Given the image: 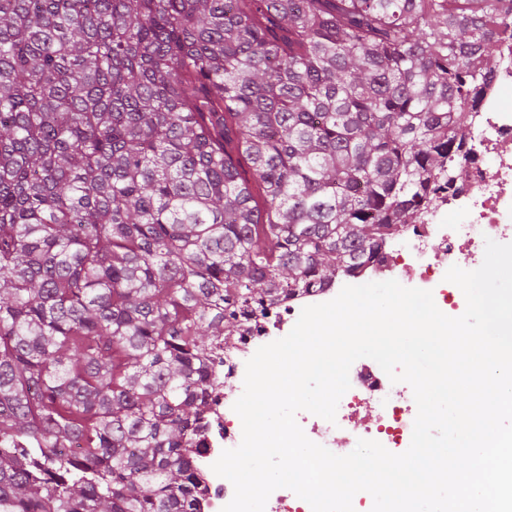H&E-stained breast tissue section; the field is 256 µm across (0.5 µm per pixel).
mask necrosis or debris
Returning <instances> with one entry per match:
<instances>
[{
  "instance_id": "obj_1",
  "label": "necrosis or debris",
  "mask_w": 512,
  "mask_h": 512,
  "mask_svg": "<svg viewBox=\"0 0 512 512\" xmlns=\"http://www.w3.org/2000/svg\"><path fill=\"white\" fill-rule=\"evenodd\" d=\"M511 87L509 39L503 41L481 101L471 114L469 157L453 167L454 191L441 194L418 220L386 238L376 257L354 274L296 293L270 307L267 315L244 322L232 345L211 360L220 384L211 391L200 449L192 454L197 512H221L234 495L232 483L212 470L222 451L236 448L242 440V423L233 410L238 395L225 390V383H243L247 360L259 347L290 333L304 307L334 299L347 285L394 279L406 287L432 291L437 307L448 316L464 313L465 297L446 281L448 269L454 265L468 271L479 268L486 239L512 243V106L503 103V94ZM349 381L335 421L306 411L297 414L305 435L331 451L370 439L392 453H402L412 439L417 414L411 387L391 383L374 360L364 358L351 366ZM366 408L373 409V416L357 422V415Z\"/></svg>"
}]
</instances>
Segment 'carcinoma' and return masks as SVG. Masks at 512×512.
Listing matches in <instances>:
<instances>
[{
    "instance_id": "obj_1",
    "label": "carcinoma",
    "mask_w": 512,
    "mask_h": 512,
    "mask_svg": "<svg viewBox=\"0 0 512 512\" xmlns=\"http://www.w3.org/2000/svg\"><path fill=\"white\" fill-rule=\"evenodd\" d=\"M500 2L0 0V512H194L216 344L453 188Z\"/></svg>"
}]
</instances>
